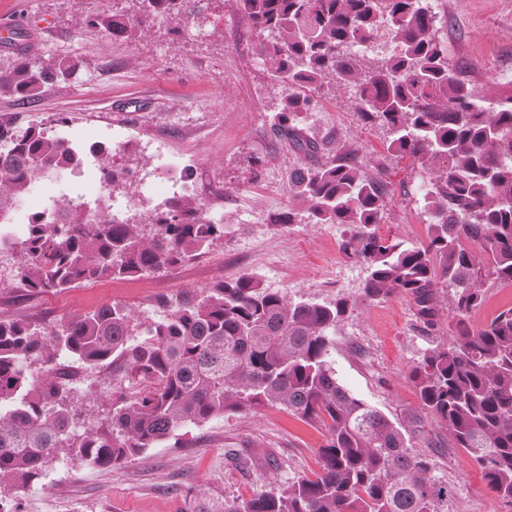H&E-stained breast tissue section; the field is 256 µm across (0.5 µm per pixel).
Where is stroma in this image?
<instances>
[{"label": "stroma", "instance_id": "stroma-1", "mask_svg": "<svg viewBox=\"0 0 512 512\" xmlns=\"http://www.w3.org/2000/svg\"><path fill=\"white\" fill-rule=\"evenodd\" d=\"M437 36L448 62L476 91L512 80V0H430ZM135 0H0V22L25 35L24 53L83 59L80 81L45 88L36 99L0 95V121L26 127L66 120L73 143L108 123L124 135L114 157L126 173L113 200L140 199L138 213L164 208L159 193L140 198L130 172L145 166L141 139L162 138L168 151L197 170L200 201L219 217L224 237L196 259L132 279L87 283L64 291L31 292L18 282L0 284V318H22L45 327L112 303L138 319L163 317L185 296L249 274L291 300L357 304L336 328L330 360L336 377L356 397L399 421L417 408L411 372L454 324L423 328L410 297L359 302L366 270L346 257L345 230L337 224H270L272 214L298 207L291 174L306 164L287 143L272 139L270 126L281 108L284 85L256 54L257 35L235 0H208L181 32L155 28L139 41L112 38L79 25L89 15L132 11ZM351 89L324 84L313 111L304 113L306 133L326 155L354 153L368 176L386 185L382 237L408 243L425 240L430 222L421 193L430 174L390 147V131L361 124ZM58 369L85 419L111 409L95 399L105 374L60 358ZM325 431L277 406L245 417L189 426L181 446L166 441L109 470L61 453L44 475L20 493L21 512H183L185 496L202 487L212 495L249 498L287 486L320 469ZM433 472L448 481V512H512L460 448L432 449Z\"/></svg>", "mask_w": 512, "mask_h": 512}]
</instances>
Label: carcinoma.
I'll return each mask as SVG.
<instances>
[{
    "mask_svg": "<svg viewBox=\"0 0 512 512\" xmlns=\"http://www.w3.org/2000/svg\"><path fill=\"white\" fill-rule=\"evenodd\" d=\"M258 33L257 54L286 86L273 137L315 159L320 145L300 126L327 79L355 89L363 123L393 134L390 147L433 173L424 193L427 237L406 244L378 235L381 180L353 156L316 162L290 184L311 224H342L341 249L367 272L360 300L409 295L425 328L442 317L455 334L425 353L412 379L419 411L392 421L354 396L331 366L332 335L349 301H291L244 275L184 299L160 321L142 322L114 303L55 328L0 319V512H21L18 493L63 451L110 469L190 423L281 406L326 430L321 469L250 499L192 495L184 512H448V482L411 434L431 416L512 506V305L481 329L469 315L487 278L512 284V81L480 95L448 63L428 0H236ZM195 14L194 0H142L87 27L135 41L156 25ZM381 41L386 55L360 71L354 51ZM84 61L47 53L0 69V95L32 100L78 78ZM115 183L112 150L94 149ZM85 151L40 126L0 123V218L38 177L76 170ZM195 197L172 198L145 223L118 222L61 193L4 249L30 291L140 277L205 253L224 225L204 221ZM64 354L112 381L149 386L112 398V414L87 425L54 376ZM44 365L35 378L25 364Z\"/></svg>",
    "mask_w": 512,
    "mask_h": 512,
    "instance_id": "obj_1",
    "label": "carcinoma"
}]
</instances>
